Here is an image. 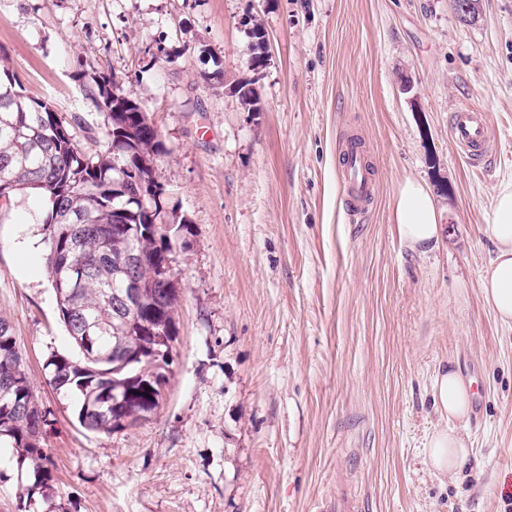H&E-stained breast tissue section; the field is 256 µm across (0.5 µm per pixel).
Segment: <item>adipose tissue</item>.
Here are the masks:
<instances>
[{
  "label": "adipose tissue",
  "instance_id": "1",
  "mask_svg": "<svg viewBox=\"0 0 512 512\" xmlns=\"http://www.w3.org/2000/svg\"><path fill=\"white\" fill-rule=\"evenodd\" d=\"M394 221L399 237L409 248L427 251L440 239L441 227L427 186L405 179L394 203ZM487 233L495 253L485 269L482 292L488 307L506 325H512V181L503 183L494 201ZM472 393L460 375L448 368L438 370L433 385V403L442 418L465 420L469 416ZM426 462L441 475L459 477L474 468L464 437L456 428L434 430L427 438Z\"/></svg>",
  "mask_w": 512,
  "mask_h": 512
}]
</instances>
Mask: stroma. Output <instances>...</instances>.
Here are the masks:
<instances>
[{
  "mask_svg": "<svg viewBox=\"0 0 512 512\" xmlns=\"http://www.w3.org/2000/svg\"><path fill=\"white\" fill-rule=\"evenodd\" d=\"M0 50L28 97L81 118L91 152L107 149V116L87 88L131 90L161 135L167 206L189 225L163 401L132 429L92 433L47 380L51 356L75 350L43 202H0V319L46 419L37 512H327L339 496L358 512H512V326L481 291L486 226L512 180V0H478L471 22L452 0H0ZM249 76L263 111L231 91ZM463 106L490 117V163L452 143ZM349 133L375 183L353 221ZM407 178L426 183L444 229L424 253L394 224ZM444 365L483 404L466 426L476 479L425 463ZM12 454L0 450V512L28 499Z\"/></svg>",
  "mask_w": 512,
  "mask_h": 512,
  "instance_id": "35a3bbf8",
  "label": "stroma"
}]
</instances>
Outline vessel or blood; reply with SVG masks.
<instances>
[{"label": "vessel or blood", "mask_w": 512, "mask_h": 512, "mask_svg": "<svg viewBox=\"0 0 512 512\" xmlns=\"http://www.w3.org/2000/svg\"><path fill=\"white\" fill-rule=\"evenodd\" d=\"M449 134L458 153L473 166L483 165L493 155L494 132L486 112L464 107L452 112ZM343 176L347 184V208L358 213L371 203L373 179L357 138H347L342 146Z\"/></svg>", "instance_id": "vessel-or-blood-1"}]
</instances>
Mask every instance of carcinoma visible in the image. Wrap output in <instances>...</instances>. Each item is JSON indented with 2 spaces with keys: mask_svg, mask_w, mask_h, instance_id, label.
<instances>
[{
  "mask_svg": "<svg viewBox=\"0 0 512 512\" xmlns=\"http://www.w3.org/2000/svg\"><path fill=\"white\" fill-rule=\"evenodd\" d=\"M258 109L253 83L233 87ZM107 115L105 153L79 149L72 124L45 101L27 98L0 64V198L33 193L44 200L47 267L60 320L78 355H52L49 383L79 400L88 431L131 429L159 408L178 336V279L171 243L186 219L167 210L166 190L150 157L162 151L148 113L116 79L87 92ZM135 296L124 300L126 290ZM44 425L16 340L0 319V444L32 464L27 499L51 479L40 438Z\"/></svg>",
  "mask_w": 512,
  "mask_h": 512,
  "instance_id": "1",
  "label": "carcinoma"
}]
</instances>
